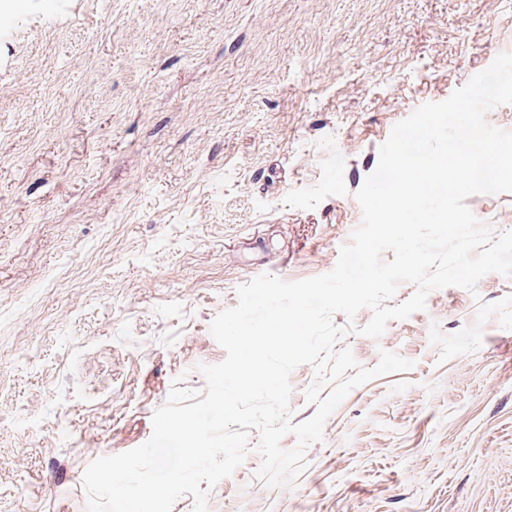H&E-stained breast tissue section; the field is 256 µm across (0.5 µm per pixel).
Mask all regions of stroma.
Instances as JSON below:
<instances>
[{"label": "stroma", "instance_id": "35a3bbf8", "mask_svg": "<svg viewBox=\"0 0 512 512\" xmlns=\"http://www.w3.org/2000/svg\"><path fill=\"white\" fill-rule=\"evenodd\" d=\"M512 53V0H25L0 12V512H86L94 459L146 442L225 350L238 286L332 271L393 126ZM358 332L410 370L358 386L290 487L248 456L211 512H512V330L438 363L478 301ZM33 415L31 431L17 415Z\"/></svg>", "mask_w": 512, "mask_h": 512}]
</instances>
